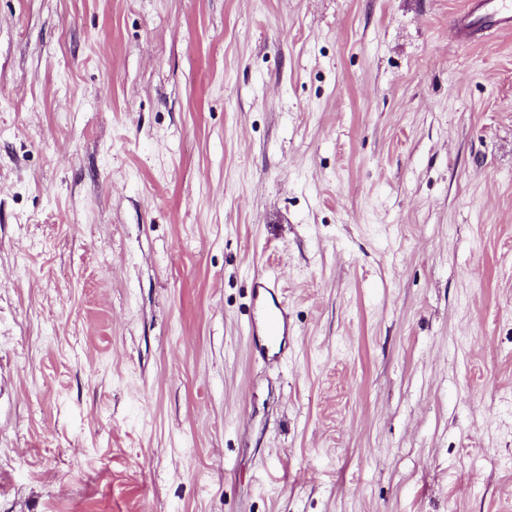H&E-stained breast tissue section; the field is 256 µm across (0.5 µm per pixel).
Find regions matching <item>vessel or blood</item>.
Listing matches in <instances>:
<instances>
[{"label": "vessel or blood", "instance_id": "vessel-or-blood-1", "mask_svg": "<svg viewBox=\"0 0 512 512\" xmlns=\"http://www.w3.org/2000/svg\"><path fill=\"white\" fill-rule=\"evenodd\" d=\"M473 12L484 21L486 28L512 29V0H476ZM251 299L253 352L264 360L280 359L290 314L277 280L265 270H256L251 282Z\"/></svg>", "mask_w": 512, "mask_h": 512}]
</instances>
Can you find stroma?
Listing matches in <instances>:
<instances>
[{
	"instance_id": "stroma-1",
	"label": "stroma",
	"mask_w": 512,
	"mask_h": 512,
	"mask_svg": "<svg viewBox=\"0 0 512 512\" xmlns=\"http://www.w3.org/2000/svg\"><path fill=\"white\" fill-rule=\"evenodd\" d=\"M464 2L0 0V512H512V30ZM252 317L250 330L253 353L263 360H279L288 336L290 313L278 281L257 269L251 282Z\"/></svg>"
}]
</instances>
